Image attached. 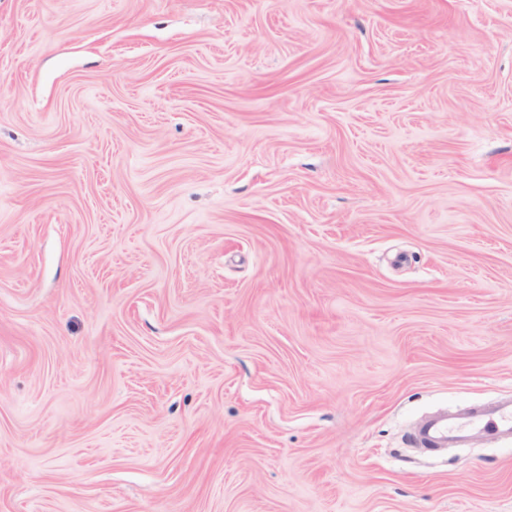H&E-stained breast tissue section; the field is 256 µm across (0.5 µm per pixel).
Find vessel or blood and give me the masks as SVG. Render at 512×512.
<instances>
[{
  "instance_id": "1",
  "label": "vessel or blood",
  "mask_w": 512,
  "mask_h": 512,
  "mask_svg": "<svg viewBox=\"0 0 512 512\" xmlns=\"http://www.w3.org/2000/svg\"><path fill=\"white\" fill-rule=\"evenodd\" d=\"M496 431L512 434V404L477 410L464 417L443 416L422 422L415 443L421 448H447L463 439L466 432Z\"/></svg>"
}]
</instances>
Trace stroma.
<instances>
[{"mask_svg": "<svg viewBox=\"0 0 512 512\" xmlns=\"http://www.w3.org/2000/svg\"><path fill=\"white\" fill-rule=\"evenodd\" d=\"M512 0H0V512H512ZM496 431L512 434V404L476 410L465 417L442 416L422 422L415 444L419 448H447L463 439L464 433Z\"/></svg>", "mask_w": 512, "mask_h": 512, "instance_id": "35a3bbf8", "label": "stroma"}]
</instances>
